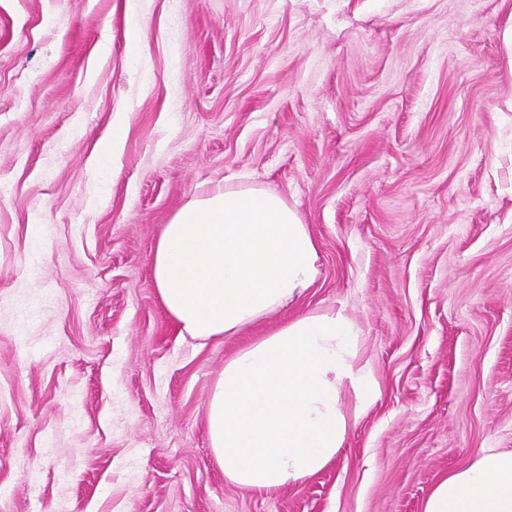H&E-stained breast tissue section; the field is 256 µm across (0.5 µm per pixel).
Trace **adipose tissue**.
Returning <instances> with one entry per match:
<instances>
[{
  "mask_svg": "<svg viewBox=\"0 0 512 512\" xmlns=\"http://www.w3.org/2000/svg\"><path fill=\"white\" fill-rule=\"evenodd\" d=\"M317 242L287 201L261 188L206 191L164 225L152 267L156 294L193 338L238 334L298 301L319 269ZM358 333L343 310L291 318L224 364L208 403L214 459L238 489L270 494L322 471L375 389L356 362ZM423 512H512V450L480 449L449 473Z\"/></svg>",
  "mask_w": 512,
  "mask_h": 512,
  "instance_id": "ef3b65f1",
  "label": "adipose tissue"
}]
</instances>
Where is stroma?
Segmentation results:
<instances>
[{
  "instance_id": "stroma-1",
  "label": "stroma",
  "mask_w": 512,
  "mask_h": 512,
  "mask_svg": "<svg viewBox=\"0 0 512 512\" xmlns=\"http://www.w3.org/2000/svg\"><path fill=\"white\" fill-rule=\"evenodd\" d=\"M510 28L512 0H0V512H423L511 450ZM224 186L284 197L320 272L276 317L190 339L155 245ZM330 309L376 399L343 393L322 471L243 492L212 388Z\"/></svg>"
}]
</instances>
